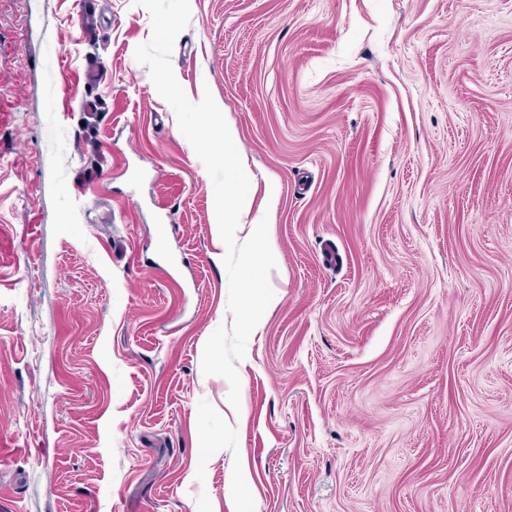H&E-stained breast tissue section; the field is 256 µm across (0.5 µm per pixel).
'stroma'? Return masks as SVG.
Here are the masks:
<instances>
[{
	"mask_svg": "<svg viewBox=\"0 0 512 512\" xmlns=\"http://www.w3.org/2000/svg\"><path fill=\"white\" fill-rule=\"evenodd\" d=\"M80 2L0 0V512H512V0H190L277 263L236 409L150 15Z\"/></svg>",
	"mask_w": 512,
	"mask_h": 512,
	"instance_id": "1",
	"label": "stroma"
}]
</instances>
